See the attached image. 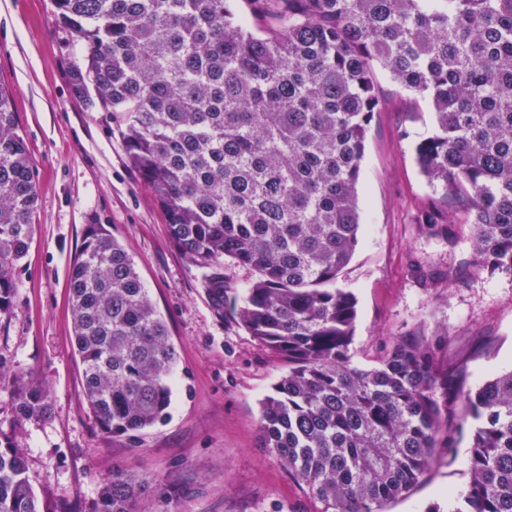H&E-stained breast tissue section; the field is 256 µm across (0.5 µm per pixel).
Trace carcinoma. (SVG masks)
<instances>
[{
	"mask_svg": "<svg viewBox=\"0 0 512 512\" xmlns=\"http://www.w3.org/2000/svg\"><path fill=\"white\" fill-rule=\"evenodd\" d=\"M83 46L72 91L112 113L129 163L152 187L172 238L200 268L215 313L288 362L261 402L262 446L320 512H382L454 454L471 422L470 480L453 512H512V370L470 390L448 364V332L412 333L370 368L350 346L354 295L336 279L359 244L358 181L375 72L428 101L415 146L438 203L431 237L469 224L479 263L512 277V0H55ZM38 192L0 82V318L34 240ZM258 274L242 301L221 263ZM84 395L106 431L162 423L177 352L134 262L90 224L69 275ZM16 427L52 415L50 391L0 361ZM23 449L0 431V512H47ZM121 471L88 512H138Z\"/></svg>",
	"mask_w": 512,
	"mask_h": 512,
	"instance_id": "carcinoma-1",
	"label": "carcinoma"
}]
</instances>
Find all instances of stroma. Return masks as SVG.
<instances>
[{"label":"stroma","instance_id":"1","mask_svg":"<svg viewBox=\"0 0 512 512\" xmlns=\"http://www.w3.org/2000/svg\"><path fill=\"white\" fill-rule=\"evenodd\" d=\"M81 44L59 26L54 0H0V80L11 92L39 195L34 242L16 272L11 315L0 320V359L43 381L50 419L28 423L18 444L28 479L49 512H84L113 469L145 487L140 512H318L282 461L259 443L260 402L288 371L234 320L218 317L203 271L175 244L148 182L128 162L109 113L71 89ZM381 101L358 183L359 245L336 282L358 301L351 354L375 363L395 338L448 334V361L470 388L512 369V277L483 271L470 227L449 242L418 219L434 191L414 146L428 136V102L377 71ZM109 225L132 257L179 361L165 422L137 440L102 430L83 394L73 344L68 274L86 229ZM467 439L385 512H450L465 490Z\"/></svg>","mask_w":512,"mask_h":512}]
</instances>
